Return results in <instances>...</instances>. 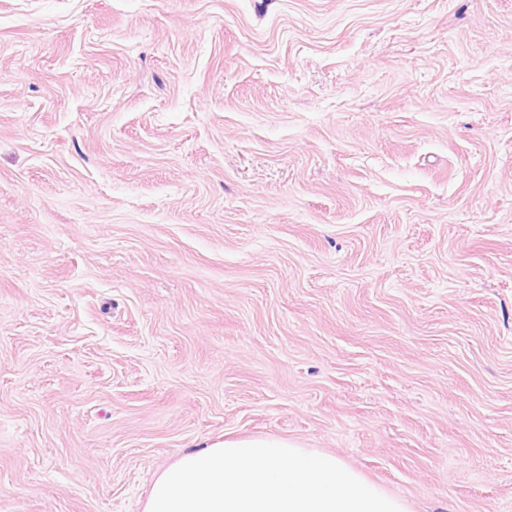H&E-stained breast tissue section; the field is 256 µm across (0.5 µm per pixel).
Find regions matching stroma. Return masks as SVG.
<instances>
[{
  "label": "stroma",
  "mask_w": 512,
  "mask_h": 512,
  "mask_svg": "<svg viewBox=\"0 0 512 512\" xmlns=\"http://www.w3.org/2000/svg\"><path fill=\"white\" fill-rule=\"evenodd\" d=\"M259 436L512 512V0H0V512Z\"/></svg>",
  "instance_id": "1"
}]
</instances>
